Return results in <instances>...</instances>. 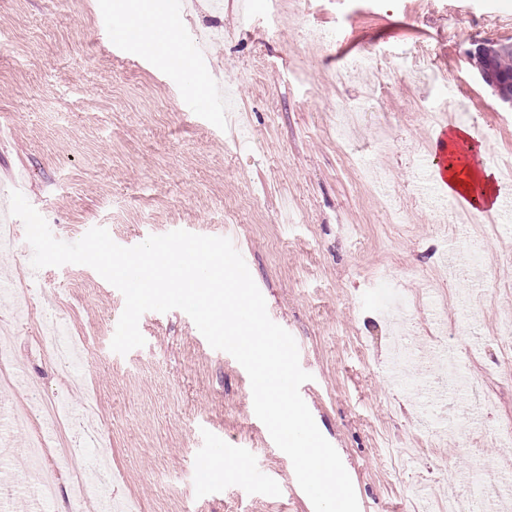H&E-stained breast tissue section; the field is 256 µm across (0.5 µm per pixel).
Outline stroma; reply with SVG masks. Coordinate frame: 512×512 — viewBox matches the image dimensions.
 Listing matches in <instances>:
<instances>
[{
	"instance_id": "obj_1",
	"label": "stroma",
	"mask_w": 512,
	"mask_h": 512,
	"mask_svg": "<svg viewBox=\"0 0 512 512\" xmlns=\"http://www.w3.org/2000/svg\"><path fill=\"white\" fill-rule=\"evenodd\" d=\"M241 3L195 0L181 16L164 0L180 56L221 82L227 113L120 39L119 0H0V198L20 191L59 239L95 226L125 247L176 229L229 238L269 317L297 342L312 376L300 395L345 462L360 512H442L452 489L467 512H498L477 487L486 464L512 460L496 434L512 424V364L496 336L512 316V233L497 222L477 280L444 276L445 262L469 259L444 210L426 204L437 128L414 105L458 95L460 125L512 162V110L466 55L472 41L512 38V0H251L245 14ZM216 29L224 39L210 40ZM423 49L431 70L401 68ZM375 53L382 72L332 86L331 69ZM373 82L382 91L370 99ZM340 98L365 113L343 142L332 133ZM31 256L18 237L0 253V284L36 275L58 291L61 325L88 356L57 365L39 344L40 312L17 319L21 294L0 293V335L27 377L0 383V409L62 391L76 410L94 400L105 443L69 456L81 444L71 426L50 449L61 469L107 457L128 512H314L254 413L247 372L185 312L144 313V346L117 354L122 293L85 265L34 272ZM387 281L404 288L417 322L416 378L430 351L447 348L491 401L479 418L465 394L427 407L389 378L393 331L375 300ZM464 297L479 315L444 324ZM221 459L222 477L206 478Z\"/></svg>"
}]
</instances>
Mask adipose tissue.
<instances>
[{"label": "adipose tissue", "instance_id": "obj_1", "mask_svg": "<svg viewBox=\"0 0 512 512\" xmlns=\"http://www.w3.org/2000/svg\"><path fill=\"white\" fill-rule=\"evenodd\" d=\"M118 24L128 33L130 41L164 59L168 65L186 70V63L173 50L176 40L173 24L146 21L126 12L120 14ZM442 148L449 157L444 168L449 192L466 195L477 209L493 205L496 188L489 172L478 165L480 151L473 133L465 127H452Z\"/></svg>", "mask_w": 512, "mask_h": 512}]
</instances>
